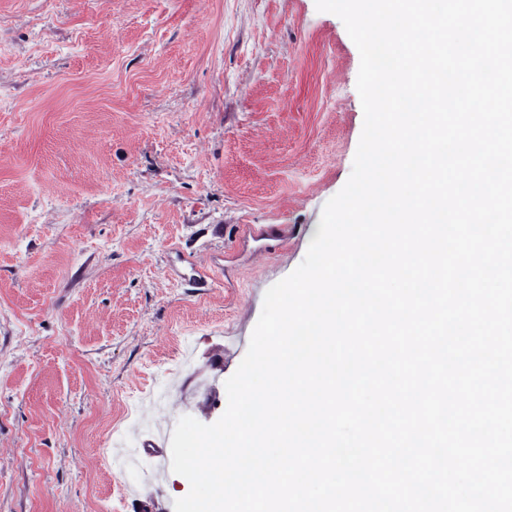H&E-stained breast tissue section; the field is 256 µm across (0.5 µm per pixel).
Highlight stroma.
Returning a JSON list of instances; mask_svg holds the SVG:
<instances>
[{
	"mask_svg": "<svg viewBox=\"0 0 512 512\" xmlns=\"http://www.w3.org/2000/svg\"><path fill=\"white\" fill-rule=\"evenodd\" d=\"M359 66L315 0H0V512H174L188 480L128 496L106 443L224 413L227 337L352 172ZM235 224L287 225L285 257Z\"/></svg>",
	"mask_w": 512,
	"mask_h": 512,
	"instance_id": "1",
	"label": "stroma"
}]
</instances>
